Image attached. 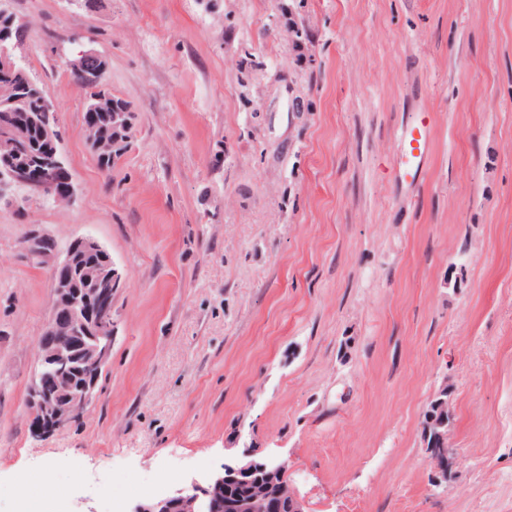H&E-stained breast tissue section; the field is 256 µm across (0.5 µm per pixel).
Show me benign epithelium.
Wrapping results in <instances>:
<instances>
[{
  "instance_id": "7a95c632",
  "label": "benign epithelium",
  "mask_w": 512,
  "mask_h": 512,
  "mask_svg": "<svg viewBox=\"0 0 512 512\" xmlns=\"http://www.w3.org/2000/svg\"><path fill=\"white\" fill-rule=\"evenodd\" d=\"M8 0H0V15L10 19L0 29V67L13 69L21 58L16 49L14 29L22 28L10 13ZM73 197L72 178L60 147L46 152L38 172L27 168L9 155L0 156V200L22 211L46 192ZM82 245L99 253V262L82 282L72 275L73 248ZM25 253L51 268L50 280L56 297L44 326L45 341L38 352V368L29 388L28 401L36 424L42 429L63 427L72 413L85 411L96 397L97 379L112 351V311L102 313L99 304L112 302V288L121 279L112 258L101 243L91 237L71 242L62 258L56 256L52 239L33 235L23 241ZM288 462L266 456L224 465L202 483L178 488L158 500H145L129 512H219L224 504V490L233 485L274 487L286 500L288 512H306L288 478ZM233 512H268L267 498L251 494L234 505Z\"/></svg>"
}]
</instances>
